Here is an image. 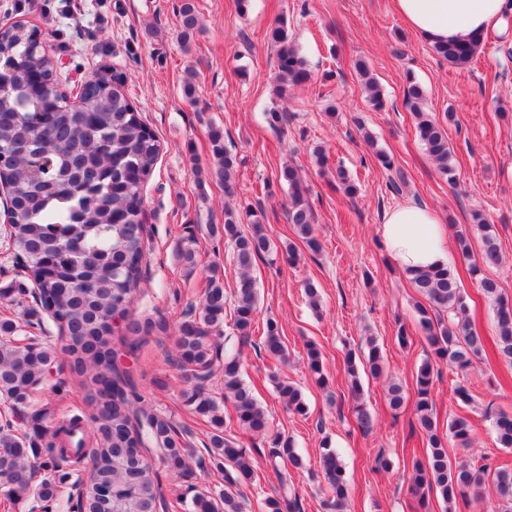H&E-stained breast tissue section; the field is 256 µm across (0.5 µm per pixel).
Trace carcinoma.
<instances>
[{"instance_id":"cac0c4a2","label":"carcinoma","mask_w":512,"mask_h":512,"mask_svg":"<svg viewBox=\"0 0 512 512\" xmlns=\"http://www.w3.org/2000/svg\"><path fill=\"white\" fill-rule=\"evenodd\" d=\"M179 39L186 44L197 28L194 0L179 7ZM41 32L17 25L0 33V186L11 205L9 239L25 280L14 288H1L0 296L27 294L26 282L38 290L34 298L56 328L61 348L45 340L20 343L19 325L0 321V400L29 427L40 448L30 446L29 437L17 432L15 422L0 425V491L10 501H22L32 491L35 469L50 468L53 478L37 491L44 512H49L56 483L69 478L62 464L79 467L88 462L91 473L76 498L77 512H156L157 472L144 454L142 429L163 450V464L181 482L192 488L197 473L208 468L224 470V489L198 490L191 499V512H242L240 485L255 478L252 455L224 434V402H231L239 427L267 445V461L277 481L274 493L263 501V512H296L299 495L286 464L301 461L290 437L275 429L264 407L242 378L241 351H221L217 339L223 335L227 314L224 283L211 276L197 308L170 328L164 318L141 322L129 316L133 294L140 286L145 259V212L143 186L153 172L160 142L141 113L124 93L125 79L113 72L91 75L78 86L75 100L58 90L60 75L55 60L43 48ZM276 49L274 95L288 98L290 90L310 79L305 61L288 36L287 21L279 20L268 32ZM482 39L469 45L436 43L433 52L454 67L470 64ZM355 68L364 79L368 102L382 105L380 89L362 62ZM422 88L409 83L405 105L412 112L420 140L440 172L454 180L449 162L446 130L422 111ZM215 174L224 180L225 193L233 189L238 159L224 145V129L209 131ZM280 180L288 184V223L309 250L321 244L314 234L313 215L306 200V186L298 171L285 167ZM334 189L356 193L346 170L336 167ZM251 230L241 229L243 215L224 207V223L210 231L222 235L233 247L238 279L233 289L232 330L243 340L252 337L258 319V289L252 269L256 259L277 251L264 224L251 211ZM471 229L479 232L482 252L475 255L470 229L456 231V244L468 261L467 273L479 284L485 297L495 303L498 333L497 354L512 363V303L503 299L497 283L481 275L482 266L499 262V245L493 225L475 215ZM179 244V258L187 266L196 263L197 237L187 227ZM413 283L428 301L415 306V322L430 347V355L416 374L414 415L426 437L427 464H417L408 476L410 490L420 498L436 494L445 512H459L458 502L469 492H478L493 476L502 501V512H512V469L474 466L448 457V440L466 450L472 441V424L464 416L448 419L440 429L431 395L440 365L469 369L486 357L482 336L473 331L470 308L460 276L443 266L410 273ZM125 321V336L135 338L158 332L173 337L171 363L183 375L186 387L180 397L185 406L212 427L206 455L189 462L185 437L170 419L142 407V396L114 365L111 318ZM258 348L287 359V347L278 323L269 318ZM67 357L72 374L80 378L86 403L93 414L91 424L82 415L47 429L29 414L34 394L42 389L48 373ZM346 374L355 402L358 423L366 428L370 417L361 402L359 366L353 355L346 357ZM221 366L223 392L217 396L206 388L215 366ZM307 365L320 385H326L321 353L307 345ZM383 356L369 341L365 367L378 376ZM286 409L304 415L307 405L292 382L272 375ZM497 440L512 448V415L499 414L494 422ZM322 477L331 499L329 512H347L348 488L339 456L328 440L320 455Z\"/></svg>"}]
</instances>
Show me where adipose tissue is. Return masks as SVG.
I'll use <instances>...</instances> for the list:
<instances>
[{
	"mask_svg": "<svg viewBox=\"0 0 512 512\" xmlns=\"http://www.w3.org/2000/svg\"><path fill=\"white\" fill-rule=\"evenodd\" d=\"M407 26L430 42L467 43L498 22L504 0H394ZM381 237L397 262L416 271L446 265L448 235L440 218L421 205H402L383 219Z\"/></svg>",
	"mask_w": 512,
	"mask_h": 512,
	"instance_id": "1",
	"label": "adipose tissue"
}]
</instances>
